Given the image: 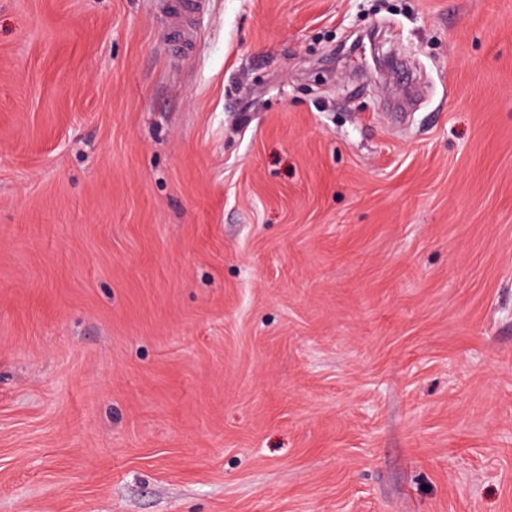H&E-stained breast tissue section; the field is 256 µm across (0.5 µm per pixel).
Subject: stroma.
Here are the masks:
<instances>
[{"label":"stroma","instance_id":"1","mask_svg":"<svg viewBox=\"0 0 512 512\" xmlns=\"http://www.w3.org/2000/svg\"><path fill=\"white\" fill-rule=\"evenodd\" d=\"M0 0V512H512V0Z\"/></svg>","mask_w":512,"mask_h":512}]
</instances>
